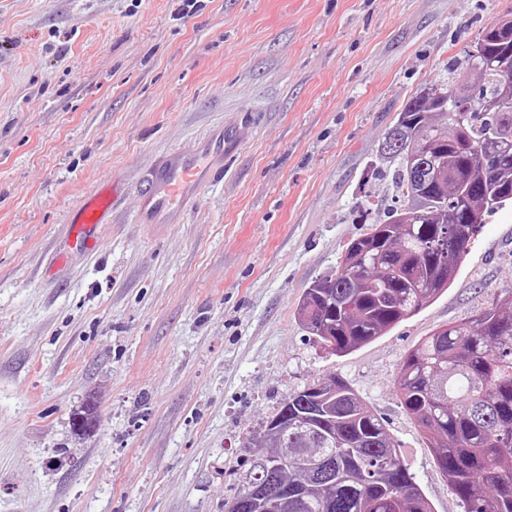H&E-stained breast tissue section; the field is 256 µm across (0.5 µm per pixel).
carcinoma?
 <instances>
[{"mask_svg": "<svg viewBox=\"0 0 512 512\" xmlns=\"http://www.w3.org/2000/svg\"><path fill=\"white\" fill-rule=\"evenodd\" d=\"M484 27L448 84L415 95L387 132L399 207L352 239L297 309L318 344L347 355L443 295L487 216L512 200V35ZM422 144L407 166L406 148ZM400 404L464 512H512V294L405 354ZM224 512H434L386 421L340 376L282 400Z\"/></svg>", "mask_w": 512, "mask_h": 512, "instance_id": "1", "label": "carcinoma"}]
</instances>
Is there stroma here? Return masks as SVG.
<instances>
[{
    "mask_svg": "<svg viewBox=\"0 0 512 512\" xmlns=\"http://www.w3.org/2000/svg\"><path fill=\"white\" fill-rule=\"evenodd\" d=\"M0 0V512H224L244 441L333 372L383 417L434 512H463L396 394L408 348L512 292V203L448 291L329 354L306 288L387 219L377 148L512 0ZM238 148L182 223L135 221L161 156ZM114 184L98 245L67 224ZM97 423H76L86 405Z\"/></svg>",
    "mask_w": 512,
    "mask_h": 512,
    "instance_id": "1",
    "label": "stroma"
}]
</instances>
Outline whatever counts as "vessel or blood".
Wrapping results in <instances>:
<instances>
[{
	"mask_svg": "<svg viewBox=\"0 0 512 512\" xmlns=\"http://www.w3.org/2000/svg\"><path fill=\"white\" fill-rule=\"evenodd\" d=\"M233 146L224 132L188 151H172L155 164L139 191L138 221L142 224H178L185 211L224 169ZM115 205L111 187L87 192L68 225L70 236L85 248H94L98 231Z\"/></svg>",
	"mask_w": 512,
	"mask_h": 512,
	"instance_id": "b4317fda",
	"label": "vessel or blood"
}]
</instances>
